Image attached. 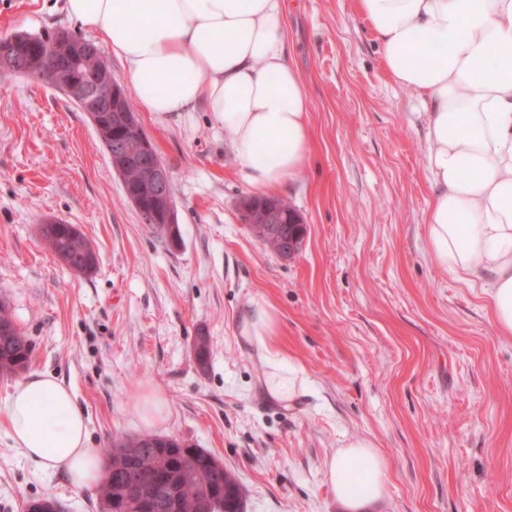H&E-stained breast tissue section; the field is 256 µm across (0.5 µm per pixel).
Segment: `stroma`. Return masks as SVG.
I'll list each match as a JSON object with an SVG mask.
<instances>
[{
  "label": "stroma",
  "mask_w": 512,
  "mask_h": 512,
  "mask_svg": "<svg viewBox=\"0 0 512 512\" xmlns=\"http://www.w3.org/2000/svg\"><path fill=\"white\" fill-rule=\"evenodd\" d=\"M63 4L0 0V36L76 31ZM285 27L312 134L306 168L271 191L306 226L288 258L244 223L252 190L208 113L138 114L170 173L172 243L127 199L86 113L0 72V299L32 343L29 369L72 388L96 448L144 435L131 395L159 389L160 435L222 460L246 512H344L327 464L360 438L389 464L367 512H512V336L481 288L428 256L420 100L388 76L355 0H286ZM49 221L81 229L93 274L47 248ZM260 298L278 316L274 352L298 371L290 403L267 394L271 363L241 334ZM48 491L65 512H97L96 489L26 462L0 423V512Z\"/></svg>",
  "instance_id": "35a3bbf8"
}]
</instances>
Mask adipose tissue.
I'll return each instance as SVG.
<instances>
[{"label":"adipose tissue","mask_w":512,"mask_h":512,"mask_svg":"<svg viewBox=\"0 0 512 512\" xmlns=\"http://www.w3.org/2000/svg\"><path fill=\"white\" fill-rule=\"evenodd\" d=\"M392 81L425 111L433 193L427 251L481 285L498 331L512 335V0H356ZM66 15L127 67L145 111L204 108L229 136L245 182L263 193L292 181L311 151L310 102L286 53L283 0H65ZM273 307L252 300L242 333L267 347ZM18 454L83 490L104 476L84 409L56 375L33 373L4 413ZM358 469L362 479L351 483ZM327 477L346 512L387 490L388 462L368 439L337 449Z\"/></svg>","instance_id":"obj_1"}]
</instances>
